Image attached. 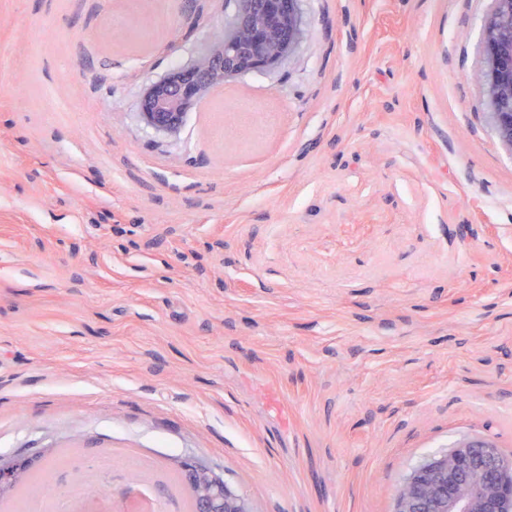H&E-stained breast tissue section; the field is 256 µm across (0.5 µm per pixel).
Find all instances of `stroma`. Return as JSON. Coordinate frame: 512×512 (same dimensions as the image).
Instances as JSON below:
<instances>
[{
    "label": "stroma",
    "instance_id": "1",
    "mask_svg": "<svg viewBox=\"0 0 512 512\" xmlns=\"http://www.w3.org/2000/svg\"><path fill=\"white\" fill-rule=\"evenodd\" d=\"M300 5L292 55L163 138L139 97L228 0H0V456L190 458L251 512H394L464 438L512 455L494 0Z\"/></svg>",
    "mask_w": 512,
    "mask_h": 512
}]
</instances>
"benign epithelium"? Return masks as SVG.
<instances>
[{
    "label": "benign epithelium",
    "instance_id": "obj_1",
    "mask_svg": "<svg viewBox=\"0 0 512 512\" xmlns=\"http://www.w3.org/2000/svg\"><path fill=\"white\" fill-rule=\"evenodd\" d=\"M227 26L190 63L150 83L139 104L141 122L161 137L177 136L186 115L241 76L273 69L299 46L304 20L299 0H240ZM476 75L483 105L502 145L512 150V0H494ZM195 512H251L223 478L193 460L182 463ZM31 468L26 459L0 457V494ZM395 512H512V455L484 434L416 467L398 490Z\"/></svg>",
    "mask_w": 512,
    "mask_h": 512
}]
</instances>
